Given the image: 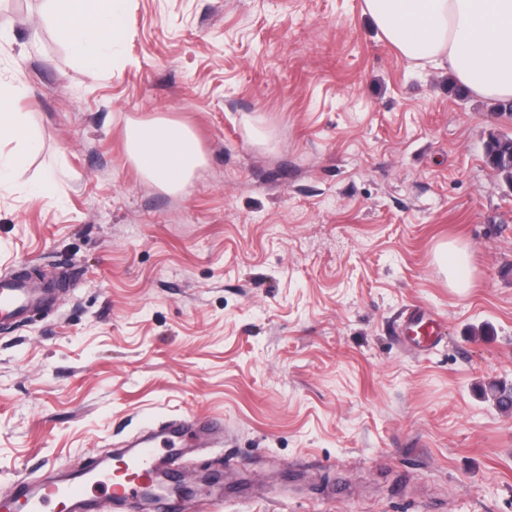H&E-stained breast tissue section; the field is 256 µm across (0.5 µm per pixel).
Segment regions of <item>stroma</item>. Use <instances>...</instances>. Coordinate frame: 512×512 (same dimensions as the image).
<instances>
[{"label":"stroma","instance_id":"35a3bbf8","mask_svg":"<svg viewBox=\"0 0 512 512\" xmlns=\"http://www.w3.org/2000/svg\"><path fill=\"white\" fill-rule=\"evenodd\" d=\"M362 8L127 0L92 74L44 0H0V81L41 143L0 188V277L67 281L0 325V498L192 416L224 436L176 473L221 482L180 512H512V410L483 395L512 383V186L484 152L512 120ZM155 117L200 142L184 192L128 158V124ZM416 306L443 323L425 351L397 335ZM436 261L449 287H469V280L464 275L470 268V254L466 248L453 242L442 243L437 247Z\"/></svg>","mask_w":512,"mask_h":512}]
</instances>
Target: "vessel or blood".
Wrapping results in <instances>:
<instances>
[{"mask_svg": "<svg viewBox=\"0 0 512 512\" xmlns=\"http://www.w3.org/2000/svg\"><path fill=\"white\" fill-rule=\"evenodd\" d=\"M44 300V290L37 288L34 283L14 278L2 279L0 321L17 319ZM404 328L411 333L413 342L421 349L434 348L439 342L440 324L425 312H408ZM223 432L224 424L216 418L208 420L203 426L188 417L166 421L161 429H148L134 442L129 453L131 472L125 482H113L111 472L97 466L51 482L35 495L31 494L27 483L21 481L17 483L6 508L8 512H14L18 507L23 512H48L49 507L53 506L58 512H89L90 490L104 487L111 488L117 502L129 504L137 498L145 484L157 482L159 466H174V459L162 455V447L189 438L211 442L220 439Z\"/></svg>", "mask_w": 512, "mask_h": 512, "instance_id": "b4317fda", "label": "vessel or blood"}]
</instances>
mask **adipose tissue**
I'll list each match as a JSON object with an SVG mask.
<instances>
[{"instance_id":"ef3b65f1","label":"adipose tissue","mask_w":512,"mask_h":512,"mask_svg":"<svg viewBox=\"0 0 512 512\" xmlns=\"http://www.w3.org/2000/svg\"><path fill=\"white\" fill-rule=\"evenodd\" d=\"M364 12L396 52L449 73L473 94L512 100V0H364ZM58 37L89 68H96L126 34L125 0H48ZM22 84H0V144H13L0 155V186L17 181L39 147L14 99ZM126 151L151 183L172 192L185 189L204 164L193 131L185 124L155 118L128 125ZM436 261L449 287L469 281L468 250L440 244Z\"/></svg>"}]
</instances>
